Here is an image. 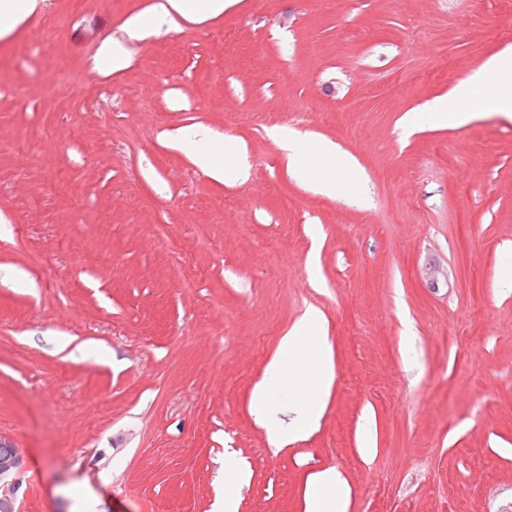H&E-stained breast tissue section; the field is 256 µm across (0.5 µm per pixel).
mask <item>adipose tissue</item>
Masks as SVG:
<instances>
[{
	"label": "adipose tissue",
	"instance_id": "adipose-tissue-1",
	"mask_svg": "<svg viewBox=\"0 0 512 512\" xmlns=\"http://www.w3.org/2000/svg\"><path fill=\"white\" fill-rule=\"evenodd\" d=\"M235 0H157L145 13L131 18L121 40L106 39L101 45L96 69L110 74L121 70L129 61L127 45L142 40L164 25L173 26L186 20L201 23L222 16ZM476 112H497L512 118V60L504 56L491 58L467 80L446 96L434 99L422 110L408 113L406 123L416 126L429 121L438 126L455 127L469 121ZM178 147L190 160L214 180L225 173L246 179L247 168L237 145L201 126L178 129L174 135ZM279 146L293 161V170L306 176L311 166L327 171L320 181L322 193L333 196L358 184L360 175L351 163H337L335 144H325L319 154H311L307 137L281 133ZM335 377L331 347L327 341L326 321L317 309H308L282 337L276 354L251 395V411L265 429L273 449L316 428L325 412ZM288 389L289 411L294 418L285 424L274 407L276 393ZM349 489L339 472L325 469L309 480L305 512H347Z\"/></svg>",
	"mask_w": 512,
	"mask_h": 512
}]
</instances>
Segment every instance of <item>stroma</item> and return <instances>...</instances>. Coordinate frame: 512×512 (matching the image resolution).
<instances>
[{
	"mask_svg": "<svg viewBox=\"0 0 512 512\" xmlns=\"http://www.w3.org/2000/svg\"><path fill=\"white\" fill-rule=\"evenodd\" d=\"M155 0H47L0 40V434L18 512H512V119L403 118L512 54V0H237L129 43ZM240 144L216 181L169 135ZM334 143L363 174L317 193L270 137ZM182 228L175 276L155 224ZM326 318L319 428L272 452L249 404L281 336ZM376 450L364 455L365 439ZM224 475L229 489V493L224 492V512H233V493L246 484L248 470L234 453L227 452L224 455ZM349 489L339 472L317 471L310 476L305 512H346Z\"/></svg>",
	"mask_w": 512,
	"mask_h": 512,
	"instance_id": "1",
	"label": "stroma"
}]
</instances>
